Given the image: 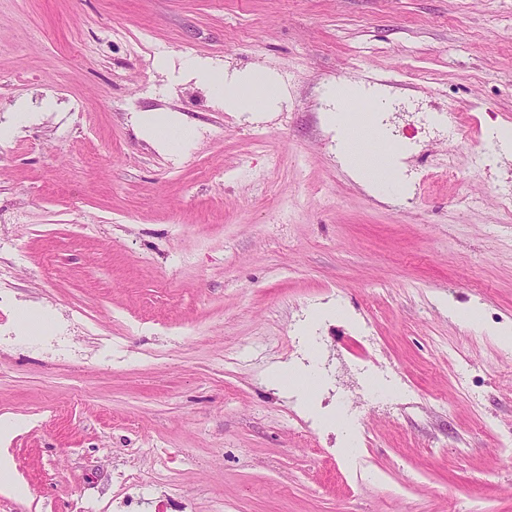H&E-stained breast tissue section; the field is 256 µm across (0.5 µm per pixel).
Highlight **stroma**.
Returning <instances> with one entry per match:
<instances>
[{"instance_id":"35a3bbf8","label":"stroma","mask_w":512,"mask_h":512,"mask_svg":"<svg viewBox=\"0 0 512 512\" xmlns=\"http://www.w3.org/2000/svg\"><path fill=\"white\" fill-rule=\"evenodd\" d=\"M344 79L426 118L398 192L337 151ZM0 126V512H512V0H0ZM187 69L197 83L210 87L223 97L224 109L228 112L254 113L253 111L261 109V105L278 100L281 94L279 84L260 72H252L246 80L236 78L235 89L228 90L225 86L224 91V80L217 79V73L212 66L195 60L187 64ZM250 90L252 94L248 95ZM140 126L145 133L158 141L163 148L175 149L192 140L196 135L195 127L184 121H173L154 113H142Z\"/></svg>"}]
</instances>
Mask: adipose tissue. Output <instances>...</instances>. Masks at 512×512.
Instances as JSON below:
<instances>
[{
	"label": "adipose tissue",
	"instance_id": "adipose-tissue-1",
	"mask_svg": "<svg viewBox=\"0 0 512 512\" xmlns=\"http://www.w3.org/2000/svg\"><path fill=\"white\" fill-rule=\"evenodd\" d=\"M187 69L197 83L222 95L224 109L228 112L250 113L259 110L261 105L278 100L281 94L279 84L259 72L251 73L248 79L236 80L234 89L228 90L223 81L218 80L215 69L205 62H189ZM333 92L343 103L344 109L331 113L329 120L341 130V146L348 166L369 182L385 188L393 187L391 156L381 148L384 140L382 129L373 124L370 117L352 107L359 96L358 86L339 81L334 85ZM140 124L147 135L169 149L179 147L196 135L191 124L153 113L142 114Z\"/></svg>",
	"mask_w": 512,
	"mask_h": 512
}]
</instances>
